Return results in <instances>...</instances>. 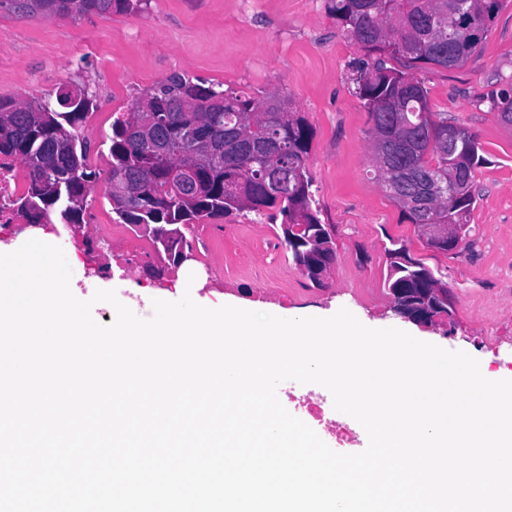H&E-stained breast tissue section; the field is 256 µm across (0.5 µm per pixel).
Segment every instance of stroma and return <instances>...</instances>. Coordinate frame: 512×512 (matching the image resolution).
Listing matches in <instances>:
<instances>
[{
	"mask_svg": "<svg viewBox=\"0 0 512 512\" xmlns=\"http://www.w3.org/2000/svg\"><path fill=\"white\" fill-rule=\"evenodd\" d=\"M329 0H148L136 13L102 17L20 19L0 10V98L22 100L77 85L95 106L82 128L90 142L88 164L98 179L85 220L112 224L106 198L112 158L103 141L116 113L172 77L220 83L260 99L288 96L312 132L306 165L313 205L329 230L336 260L323 285L293 263L280 221L251 213L202 220L183 227L191 258L174 266L159 256L151 236L127 227L103 256L94 238L60 231L82 264L76 294L92 298L98 283L132 299L151 317L154 296L173 291L190 272L200 295L216 291L265 309L318 315L347 308L360 319L404 327L442 348L465 350L481 369L512 377V127L492 107L512 95V0L503 6L465 66L417 70L432 111L476 133L486 162L475 172V208L468 249L431 248L372 179L371 122L357 93L360 69L377 57L345 38ZM401 240L413 258L442 274L453 297L451 317L426 327L396 315L384 286L389 239ZM138 284L139 294L125 289Z\"/></svg>",
	"mask_w": 512,
	"mask_h": 512,
	"instance_id": "35a3bbf8",
	"label": "stroma"
}]
</instances>
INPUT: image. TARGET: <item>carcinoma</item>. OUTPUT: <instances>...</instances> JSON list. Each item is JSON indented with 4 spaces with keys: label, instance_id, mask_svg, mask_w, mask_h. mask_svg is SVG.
Listing matches in <instances>:
<instances>
[{
    "label": "carcinoma",
    "instance_id": "obj_1",
    "mask_svg": "<svg viewBox=\"0 0 512 512\" xmlns=\"http://www.w3.org/2000/svg\"><path fill=\"white\" fill-rule=\"evenodd\" d=\"M28 18L110 15L137 10L143 0H31ZM459 10L439 24L448 0H331L330 12L346 37L370 53L396 59L400 67L378 61L356 78L369 112L372 154L393 155L399 195L386 189L413 224H457L466 238L474 209V171L484 163L477 135L457 134V124L431 111L428 89L414 75L423 65L450 69L469 60L486 38L501 0H459ZM224 99V109L210 101ZM262 99L242 97L189 78L164 83L131 111L112 122L109 183H123V197L109 195L112 212L123 224L153 234L154 244L177 263L183 239L180 226L218 220L235 212L283 216L284 241L294 263L304 264L314 281L336 257L331 236L312 207V179L306 167L309 125L299 112H271ZM94 107L83 88L66 84L33 100L0 99V155L20 161L28 173L26 191L12 201L13 211L29 224H79L96 172L86 163L88 141L82 122ZM148 110L155 125L177 145L189 131H205L212 153L223 163L200 167L198 183L184 196L172 186L173 173L193 164L173 149L158 155L152 133L139 127L135 113ZM385 279L399 289L402 312L413 318L431 311L448 316V301L431 288L443 283L433 270L413 260L407 247L391 241Z\"/></svg>",
    "mask_w": 512,
    "mask_h": 512
}]
</instances>
